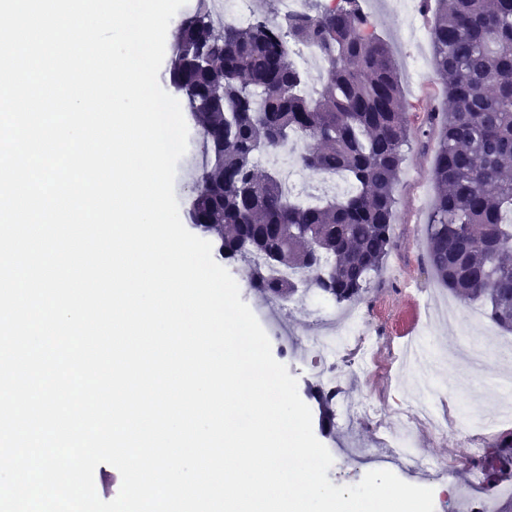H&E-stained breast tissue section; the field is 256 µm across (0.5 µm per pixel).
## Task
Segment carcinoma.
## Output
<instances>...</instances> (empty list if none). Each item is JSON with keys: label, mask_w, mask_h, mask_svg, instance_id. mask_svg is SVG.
Instances as JSON below:
<instances>
[{"label": "carcinoma", "mask_w": 512, "mask_h": 512, "mask_svg": "<svg viewBox=\"0 0 512 512\" xmlns=\"http://www.w3.org/2000/svg\"><path fill=\"white\" fill-rule=\"evenodd\" d=\"M432 72L449 104L427 115L438 126L431 168L436 196L426 225L427 260L438 281L512 332V0H435ZM324 63L315 98L290 45ZM169 74L201 128L187 223L215 238L218 255L273 250L282 268L336 305L359 302L393 245L394 185L411 119L391 48L359 0L218 27L205 5L175 36ZM304 140L297 163L341 176L351 190L313 203L290 197L257 156ZM297 281L254 263L248 286L282 301ZM499 474L512 472V432L488 443Z\"/></svg>", "instance_id": "cac0c4a2"}]
</instances>
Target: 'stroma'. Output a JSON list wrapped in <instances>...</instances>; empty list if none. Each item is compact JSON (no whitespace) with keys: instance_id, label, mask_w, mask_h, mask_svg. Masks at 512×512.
Masks as SVG:
<instances>
[{"instance_id":"1","label":"stroma","mask_w":512,"mask_h":512,"mask_svg":"<svg viewBox=\"0 0 512 512\" xmlns=\"http://www.w3.org/2000/svg\"><path fill=\"white\" fill-rule=\"evenodd\" d=\"M367 12L378 34L389 44L398 70H405L412 54L431 59L430 43L418 44L411 38L412 27L429 29L433 19L432 0H367ZM403 103L409 112L414 134L404 148V159L394 186L396 221L392 236L394 245L383 270L374 276L363 301L354 310L362 316L370 332L382 336L384 346L376 355L366 378L346 380L341 389L342 397L356 401L374 402L379 414L392 418L404 396L412 392V384L395 387L390 379L391 368L396 367L399 346L406 340L421 336L427 346L440 355L435 384L448 386L447 356L459 350L464 329L445 323L427 324L423 305L426 298L439 303L456 305L461 316L480 311V304H467L439 284L426 261L425 224L434 197L431 178V148L426 147L423 132L428 114L444 104L441 84L433 75L423 79L402 78ZM190 150L179 160L176 168L174 191L180 208H187L192 196L190 173L202 159V136L195 122H188ZM222 265L235 279L242 301L250 308L262 328H274L278 336L271 339V352L275 360L285 365L297 381L298 394L312 413L315 437L326 448L345 452L359 450L358 462L337 463L328 471L330 481L337 486L359 483L367 472L376 470L372 457L377 450L376 431L371 422L358 419H336L333 427H323L320 409L313 397L317 388L299 358L303 343L315 326L317 307L333 308L334 303L321 293L299 294L291 300L272 305L263 295L248 286V268L238 259L223 260ZM461 410L476 417L488 428L489 436L507 431L503 409L497 389L486 385L472 393L444 397L436 407L445 415ZM418 435L416 451L435 462L456 458L459 466L452 475L456 492L447 498H435L434 512H470L472 471L467 464L470 448L467 437L469 428L456 425L447 434L436 435L423 421H415Z\"/></svg>"}]
</instances>
